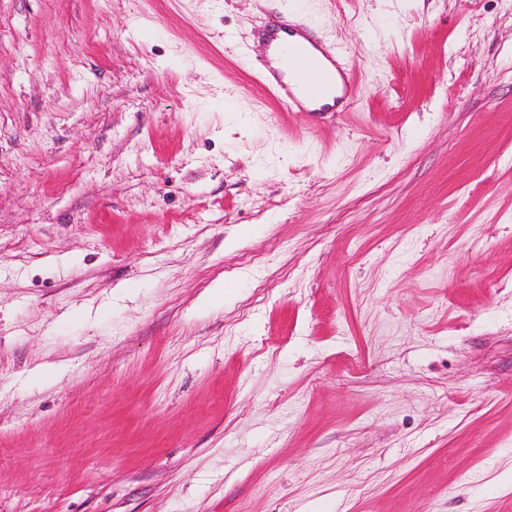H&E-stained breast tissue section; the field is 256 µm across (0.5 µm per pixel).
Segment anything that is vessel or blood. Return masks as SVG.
Listing matches in <instances>:
<instances>
[{
	"label": "vessel or blood",
	"mask_w": 512,
	"mask_h": 512,
	"mask_svg": "<svg viewBox=\"0 0 512 512\" xmlns=\"http://www.w3.org/2000/svg\"><path fill=\"white\" fill-rule=\"evenodd\" d=\"M288 35V41L276 44V65L263 79L281 110H302L333 90H348L352 70L346 48L326 45L300 28Z\"/></svg>",
	"instance_id": "vessel-or-blood-1"
}]
</instances>
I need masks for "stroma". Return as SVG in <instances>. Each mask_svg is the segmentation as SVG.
<instances>
[{"instance_id":"stroma-1","label":"stroma","mask_w":512,"mask_h":512,"mask_svg":"<svg viewBox=\"0 0 512 512\" xmlns=\"http://www.w3.org/2000/svg\"><path fill=\"white\" fill-rule=\"evenodd\" d=\"M0 512H512V0H0ZM282 31L288 41L275 44L277 67L268 68L262 82L273 89L272 94L281 110L292 112L308 109L309 103L325 97L340 86L346 94L352 84L349 51L341 46H328L307 30L288 28L282 21ZM304 59L307 66L297 68V61ZM288 76V82L283 76Z\"/></svg>"}]
</instances>
